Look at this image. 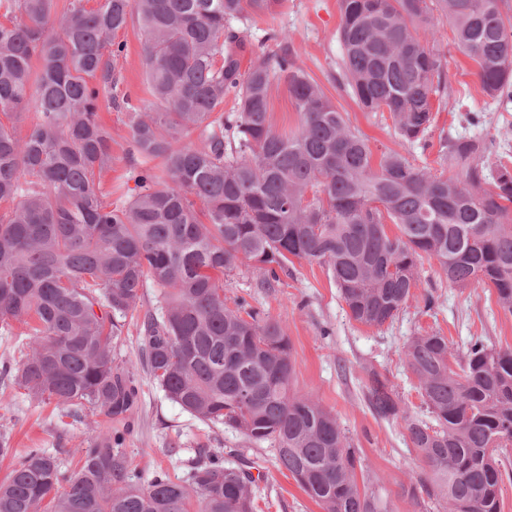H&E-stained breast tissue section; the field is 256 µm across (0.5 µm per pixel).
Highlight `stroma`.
<instances>
[{
	"label": "stroma",
	"instance_id": "1",
	"mask_svg": "<svg viewBox=\"0 0 512 512\" xmlns=\"http://www.w3.org/2000/svg\"><path fill=\"white\" fill-rule=\"evenodd\" d=\"M339 22L338 0H285L279 14L249 22L245 56L250 59L256 52L272 50L274 35H287L299 64L365 134L373 153L399 150L391 121L362 111L336 85V70L342 60ZM116 39L124 43L125 56L119 63L114 93L130 97L133 106L144 108L152 97L142 67L138 25L120 30ZM474 69V63L461 53L449 58L450 92L458 105L452 111L436 110L427 148L404 151L414 164H435L444 139L479 136L495 140L504 160H512V102L499 103L486 97ZM100 118L112 132V168L103 173L100 190L105 201L118 204L128 199L135 187L127 174L129 117L127 112L104 106ZM437 269V262L430 261L421 272L422 289L431 291L437 302L435 315L422 313L412 302L393 322L379 328L350 319L326 269L315 263L295 262L274 289L261 287L259 272L247 266L224 281L226 299L246 298L282 325L293 346V389L313 396L335 414L367 465L368 476L375 478V487L390 512H418L404 496L403 488L417 478L422 463L402 426L376 418L369 410L364 398L369 370L386 373L401 406L417 412L421 409L417 382L403 362L404 347L412 336L438 331L457 348L479 336L487 344L512 347V316L499 310L495 292L479 285L453 286ZM115 363L128 371L138 392L137 409L122 443L133 481L146 483L158 471L183 477L188 458L201 449L223 446L255 461L262 474L257 512H321L288 473L277 468L266 445L211 427L165 397L140 362L134 321H127L117 340ZM105 428L100 415L83 410L61 417L54 405L31 400L24 389L0 379V433L9 436L14 450L47 448L71 463L76 449L92 443Z\"/></svg>",
	"mask_w": 512,
	"mask_h": 512
}]
</instances>
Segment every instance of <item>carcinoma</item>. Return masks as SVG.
Returning <instances> with one entry per match:
<instances>
[{
	"instance_id": "cac0c4a2",
	"label": "carcinoma",
	"mask_w": 512,
	"mask_h": 512,
	"mask_svg": "<svg viewBox=\"0 0 512 512\" xmlns=\"http://www.w3.org/2000/svg\"><path fill=\"white\" fill-rule=\"evenodd\" d=\"M284 0H0V319L24 326L21 359L0 364L40 402L131 419L137 389L114 365V343L141 289L160 312L136 322L152 380L198 420L267 443L322 512H386L357 481L336 416L291 391L292 345L244 298L228 306L224 275L242 265L269 288L305 260L326 267L350 319L391 323L415 296L424 262L448 282L494 289L512 315V166L482 137L446 140L440 168L397 151L373 165L368 139L297 64L287 40L240 72L245 32ZM506 0H339V86L364 112H386L407 147L423 145L433 105L448 106V55L472 60L484 94L512 97ZM137 20L154 98L130 113L128 179L138 192L107 204L112 168L101 103L112 96ZM453 36L442 46L439 25ZM284 85L299 125L276 129ZM233 110L224 114V101ZM35 109L24 138L14 122ZM199 131V143L182 139ZM160 161V166L153 165ZM458 169L445 175L446 167ZM203 208L198 210L195 201ZM398 233L387 232V223ZM427 415L399 405L371 370L372 413L403 424L425 468L407 490L445 512H501L500 455L512 446V348L482 338L455 351L437 331L404 347ZM121 432L107 431L66 466L45 448L17 456L0 481V512H254L257 478L236 450L210 448L173 480L129 477Z\"/></svg>"
}]
</instances>
